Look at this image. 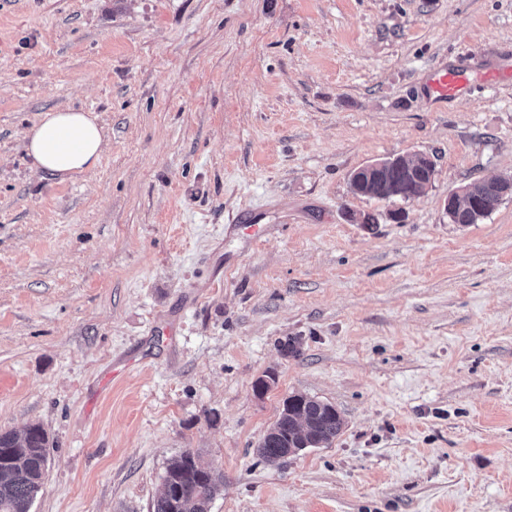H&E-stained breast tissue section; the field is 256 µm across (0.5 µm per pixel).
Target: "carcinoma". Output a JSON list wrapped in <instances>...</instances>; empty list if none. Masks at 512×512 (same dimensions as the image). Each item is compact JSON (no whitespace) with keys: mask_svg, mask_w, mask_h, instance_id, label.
Masks as SVG:
<instances>
[{"mask_svg":"<svg viewBox=\"0 0 512 512\" xmlns=\"http://www.w3.org/2000/svg\"><path fill=\"white\" fill-rule=\"evenodd\" d=\"M434 165L421 157L417 164L401 159L380 171L373 179L365 169L354 171L349 178L353 193L390 200L410 199L422 195L432 183ZM469 201L455 196L448 200L446 211L454 224H475L498 202L494 187L487 181L468 186ZM342 428L336 409L312 397L295 394L288 397L273 428L259 444L260 455L275 463L285 452L295 453L332 441ZM49 438L39 424L23 432H0V512H31L46 473ZM224 475L199 465L192 452L174 458L166 468L162 489L154 512H210V504Z\"/></svg>","mask_w":512,"mask_h":512,"instance_id":"cac0c4a2","label":"carcinoma"}]
</instances>
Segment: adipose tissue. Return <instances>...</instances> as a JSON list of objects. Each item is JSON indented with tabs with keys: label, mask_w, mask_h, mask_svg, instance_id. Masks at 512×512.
Masks as SVG:
<instances>
[{
	"label": "adipose tissue",
	"mask_w": 512,
	"mask_h": 512,
	"mask_svg": "<svg viewBox=\"0 0 512 512\" xmlns=\"http://www.w3.org/2000/svg\"><path fill=\"white\" fill-rule=\"evenodd\" d=\"M24 138L35 170L66 180L98 165L106 131L93 113L67 107L43 113Z\"/></svg>",
	"instance_id": "1"
}]
</instances>
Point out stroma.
Returning <instances> with one entry per match:
<instances>
[{
	"label": "stroma",
	"instance_id": "1",
	"mask_svg": "<svg viewBox=\"0 0 512 512\" xmlns=\"http://www.w3.org/2000/svg\"><path fill=\"white\" fill-rule=\"evenodd\" d=\"M65 107L108 140L62 181L24 133ZM420 155L421 196L352 193ZM497 177L512 0H0V431L48 434L32 512H153L187 450L211 512H512V196L445 211ZM293 394L342 429L266 462ZM468 83V75L464 69H448L443 74L437 75L431 82V89L439 99L448 98ZM467 188L469 203L461 202L453 196L448 200V206L445 207L451 222L454 224H476L498 202V195L493 192L494 187L490 182L473 183Z\"/></svg>",
	"mask_w": 512,
	"mask_h": 512
}]
</instances>
